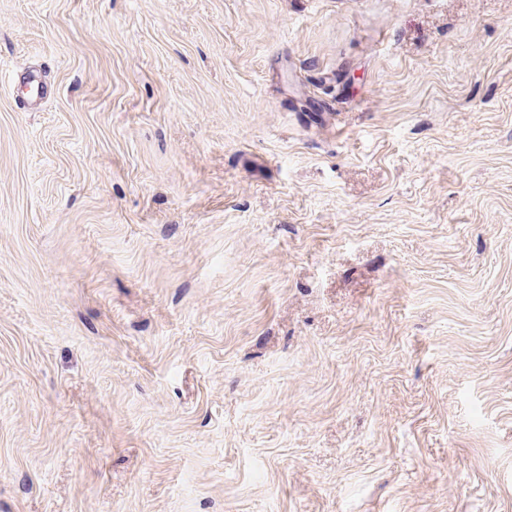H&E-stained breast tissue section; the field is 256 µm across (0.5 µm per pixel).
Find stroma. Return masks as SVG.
Returning <instances> with one entry per match:
<instances>
[{"mask_svg":"<svg viewBox=\"0 0 512 512\" xmlns=\"http://www.w3.org/2000/svg\"><path fill=\"white\" fill-rule=\"evenodd\" d=\"M0 512H512V0H0ZM28 90L27 106L40 103L48 94V84L41 69L33 68L21 77Z\"/></svg>","mask_w":512,"mask_h":512,"instance_id":"35a3bbf8","label":"stroma"}]
</instances>
